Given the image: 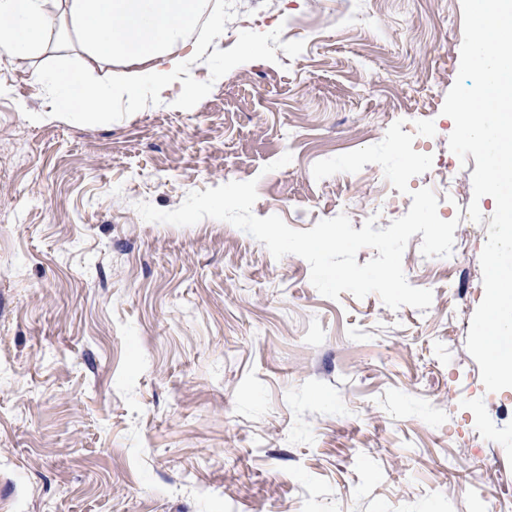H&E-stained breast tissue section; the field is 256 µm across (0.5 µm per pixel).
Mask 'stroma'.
<instances>
[{
    "label": "stroma",
    "instance_id": "35a3bbf8",
    "mask_svg": "<svg viewBox=\"0 0 512 512\" xmlns=\"http://www.w3.org/2000/svg\"><path fill=\"white\" fill-rule=\"evenodd\" d=\"M224 34L167 100L49 115L0 56V512H480L512 502V389L466 347L485 235L403 255L430 307L322 296L301 257L206 218L193 191L257 182L256 216L354 229L384 179L322 159L431 119L434 165L472 174L442 107L461 0H221ZM203 90L183 100L185 85ZM34 113L26 120L24 111Z\"/></svg>",
    "mask_w": 512,
    "mask_h": 512
}]
</instances>
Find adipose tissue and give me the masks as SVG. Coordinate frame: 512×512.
I'll return each instance as SVG.
<instances>
[{
    "label": "adipose tissue",
    "mask_w": 512,
    "mask_h": 512,
    "mask_svg": "<svg viewBox=\"0 0 512 512\" xmlns=\"http://www.w3.org/2000/svg\"><path fill=\"white\" fill-rule=\"evenodd\" d=\"M204 22L212 36L221 35L215 0H0V56L22 63L52 46L75 49L77 69L45 68L32 73V84L58 115H68L74 99L86 112L103 114L113 90L93 80L97 69L132 67L121 94L161 99L187 51L201 50L196 35Z\"/></svg>",
    "instance_id": "adipose-tissue-1"
}]
</instances>
